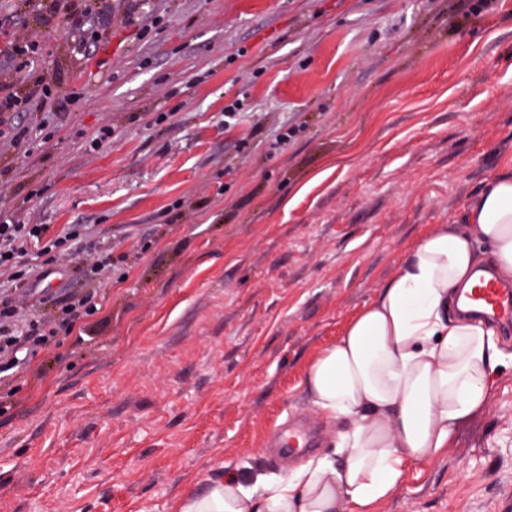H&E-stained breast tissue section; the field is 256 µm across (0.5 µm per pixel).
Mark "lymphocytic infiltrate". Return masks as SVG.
Returning <instances> with one entry per match:
<instances>
[{
    "mask_svg": "<svg viewBox=\"0 0 512 512\" xmlns=\"http://www.w3.org/2000/svg\"><path fill=\"white\" fill-rule=\"evenodd\" d=\"M14 14L32 18L35 24H55L70 35L78 55L91 53L101 39L102 30L112 25V6L108 0H13ZM38 38H22L11 27L0 23V68L14 72L15 80L0 83V141L15 149L27 150L31 128L17 120L30 110L34 101H51L56 118H63L71 96L54 95L60 83L58 73L31 77L28 61L39 49ZM44 224H24L0 218V269L12 272L13 289L0 291V375L7 377L26 365L40 350L66 339L76 325L99 313L101 303L95 286L112 273V246L104 240L90 239L81 227L48 237ZM38 252H31V245ZM79 265L89 288L80 295L53 298L55 315L36 317L27 314L28 297L34 287L29 279L31 267H39V279L55 274L59 260Z\"/></svg>",
    "mask_w": 512,
    "mask_h": 512,
    "instance_id": "f902f5d3",
    "label": "lymphocytic infiltrate"
}]
</instances>
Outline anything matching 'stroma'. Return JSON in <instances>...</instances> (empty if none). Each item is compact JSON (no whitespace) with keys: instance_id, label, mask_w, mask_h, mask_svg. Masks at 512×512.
Wrapping results in <instances>:
<instances>
[{"instance_id":"stroma-1","label":"stroma","mask_w":512,"mask_h":512,"mask_svg":"<svg viewBox=\"0 0 512 512\" xmlns=\"http://www.w3.org/2000/svg\"><path fill=\"white\" fill-rule=\"evenodd\" d=\"M477 2L142 0L130 22L112 0L88 59L43 28L32 71L79 97L21 114L43 128L29 153L0 142V211L120 258L101 312L6 381L0 512H174L227 471L334 453L310 364L512 172V0ZM299 423L317 446L276 461ZM375 512H512L511 361Z\"/></svg>"}]
</instances>
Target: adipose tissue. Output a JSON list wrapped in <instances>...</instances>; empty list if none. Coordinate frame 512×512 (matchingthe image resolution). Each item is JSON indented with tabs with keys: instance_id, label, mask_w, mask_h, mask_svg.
I'll list each match as a JSON object with an SVG mask.
<instances>
[{
	"instance_id": "1",
	"label": "adipose tissue",
	"mask_w": 512,
	"mask_h": 512,
	"mask_svg": "<svg viewBox=\"0 0 512 512\" xmlns=\"http://www.w3.org/2000/svg\"><path fill=\"white\" fill-rule=\"evenodd\" d=\"M488 243L512 276V176L492 179L464 223L439 224L413 248L377 299L310 365L313 406L347 422L340 458L318 456L287 475L226 473L177 512H370L399 485L405 464L436 457L486 405L506 357L496 331L452 313Z\"/></svg>"
}]
</instances>
